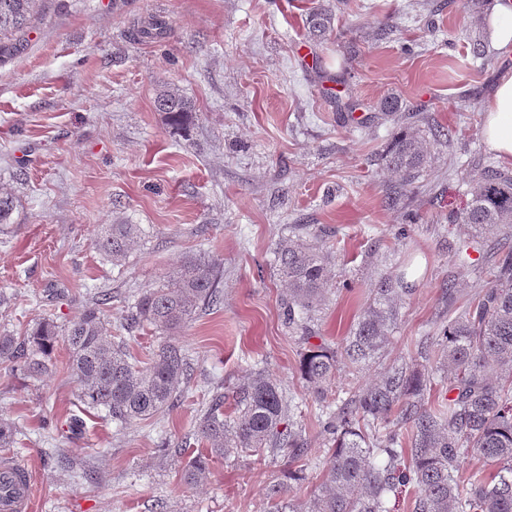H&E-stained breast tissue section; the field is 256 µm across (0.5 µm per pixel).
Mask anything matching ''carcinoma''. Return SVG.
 <instances>
[{
    "instance_id": "cac0c4a2",
    "label": "carcinoma",
    "mask_w": 512,
    "mask_h": 512,
    "mask_svg": "<svg viewBox=\"0 0 512 512\" xmlns=\"http://www.w3.org/2000/svg\"><path fill=\"white\" fill-rule=\"evenodd\" d=\"M44 0H0V60L19 51L25 35L43 12ZM326 5L307 13L309 35L322 39L334 29ZM156 108L169 125L186 124L191 104L177 90L158 92ZM381 160L403 180L414 181L430 160L426 132L393 135ZM465 210L453 218L474 233L488 225L512 228V169L494 165L469 178ZM14 201L0 193V231L14 223ZM323 230L297 224L276 248V267L288 283L283 315L306 344L298 371L315 394L318 426L328 436L325 480L304 511L287 497L281 484L269 487L273 512H390V498L411 485V512H512V253L484 271L485 288L457 305V290L448 286V317L440 321L420 358L395 359L370 385L350 383L348 397L331 406L336 372L354 375L383 356L399 310L412 292L405 276L381 280L371 291L350 335L341 346L312 344L314 305L327 283L331 252ZM142 237L138 224H107L96 241L112 265L126 263ZM221 260L185 258L181 268L158 288L146 289L131 309L123 329L144 326L175 332L199 311L221 303ZM109 297L93 299L82 316L65 330L43 318L21 336L0 333V366L36 379L53 366L58 339L69 349L67 369L78 384L84 412H103L122 426L146 420L175 406L178 389L190 384L191 363L184 349L161 341L149 362L140 365L123 340L105 333L104 306ZM225 396L215 392L196 421L195 440L205 445L183 467L187 486L209 473L215 458L279 455L288 462V479L299 481L316 449L298 428L299 405L260 369L237 388L231 414ZM18 429L0 418V449L13 448ZM472 455L489 471L474 470L463 480L459 463Z\"/></svg>"
}]
</instances>
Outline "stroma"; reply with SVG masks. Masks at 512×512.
I'll use <instances>...</instances> for the list:
<instances>
[{"label":"stroma","instance_id":"35a3bbf8","mask_svg":"<svg viewBox=\"0 0 512 512\" xmlns=\"http://www.w3.org/2000/svg\"><path fill=\"white\" fill-rule=\"evenodd\" d=\"M311 0H47L19 52L0 62V193L15 222L0 232V331L23 333L52 312L77 320L97 292L112 296L107 333L147 358L162 336L122 326L138 294L156 288L189 255L222 259L220 306L200 311L175 336L192 381L175 408L116 426L82 416L75 439L46 438L43 422L78 412L77 385L62 363L38 380L0 366V417L21 432L10 457L32 484L30 512H267L270 484L306 506L318 493L328 440L316 427L310 389L297 372L302 344L285 322L286 286L274 251L292 225L315 224L332 253L325 298L314 311L322 341L338 346L370 290L406 274L414 293L401 310L385 360L414 353L460 299L484 285L457 262L468 240L449 223L469 195L467 175L496 163L483 137L484 107L512 56L473 60L487 38L484 0H330L335 28L315 41L304 28ZM163 34L134 38L149 19ZM174 88L192 106L189 137L167 126L155 98ZM392 94L404 110H377ZM452 129L429 145L417 181L382 170L401 128ZM417 220L398 237L407 213ZM140 225L142 244L115 267L95 247L103 225ZM263 368L303 404L316 448L303 481L280 457L217 459L188 486L180 470L198 451L182 447L209 399ZM57 448L96 483L62 477L45 449Z\"/></svg>","mask_w":512,"mask_h":512}]
</instances>
